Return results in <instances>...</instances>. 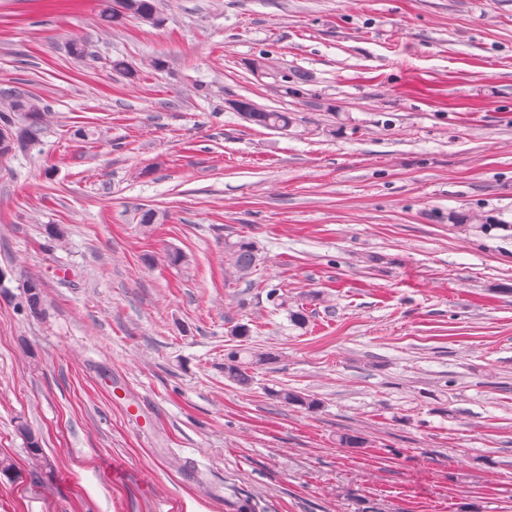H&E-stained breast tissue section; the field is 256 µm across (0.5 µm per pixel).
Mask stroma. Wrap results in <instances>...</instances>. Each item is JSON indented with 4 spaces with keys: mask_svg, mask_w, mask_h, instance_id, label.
<instances>
[{
    "mask_svg": "<svg viewBox=\"0 0 512 512\" xmlns=\"http://www.w3.org/2000/svg\"><path fill=\"white\" fill-rule=\"evenodd\" d=\"M97 4L0 0V110L55 114L0 157V512H512V0H159L108 35ZM237 344L276 356L246 390ZM0 112V122L4 125L12 123L11 112H19L24 120L23 127L14 133L12 139L0 138V156L11 153L15 146L20 148L35 146L51 118V110L48 105L25 89L14 90L9 106ZM233 102L236 104L233 109L244 119L265 128L288 131L298 120L293 112L260 109L247 99H236ZM259 247L251 240L239 238L236 241H224L227 267L226 274L245 277L251 274L259 260ZM269 394L275 401L284 406L299 407L307 412H315L320 407V402L317 398L296 390L288 389V387L270 390Z\"/></svg>",
    "mask_w": 512,
    "mask_h": 512,
    "instance_id": "35a3bbf8",
    "label": "stroma"
}]
</instances>
